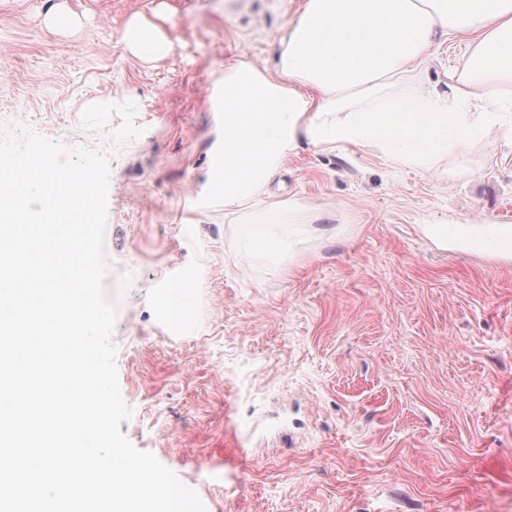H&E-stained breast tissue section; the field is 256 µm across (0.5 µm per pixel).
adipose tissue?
Listing matches in <instances>:
<instances>
[{
	"mask_svg": "<svg viewBox=\"0 0 512 512\" xmlns=\"http://www.w3.org/2000/svg\"><path fill=\"white\" fill-rule=\"evenodd\" d=\"M468 36L449 93L415 83L438 42ZM281 77L247 62L224 73L214 174L225 207L257 200L300 142L369 147L431 172L496 133L512 143V0H305L280 38ZM292 211L269 204L242 224L249 245L286 250Z\"/></svg>",
	"mask_w": 512,
	"mask_h": 512,
	"instance_id": "obj_1",
	"label": "adipose tissue"
}]
</instances>
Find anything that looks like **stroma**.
<instances>
[{
	"label": "stroma",
	"instance_id": "obj_1",
	"mask_svg": "<svg viewBox=\"0 0 512 512\" xmlns=\"http://www.w3.org/2000/svg\"><path fill=\"white\" fill-rule=\"evenodd\" d=\"M303 3L0 0V125L112 152L120 429L205 512H512V256L426 233L512 221V145L493 135L426 172L301 144L264 194L299 220L275 257L244 247L250 206L226 214L213 189L224 72L278 77ZM135 23L172 51L139 56ZM467 51L434 48L420 83L447 91ZM126 101L140 136L112 147L117 113L83 126L86 106ZM181 285L176 329L162 294Z\"/></svg>",
	"mask_w": 512,
	"mask_h": 512
}]
</instances>
